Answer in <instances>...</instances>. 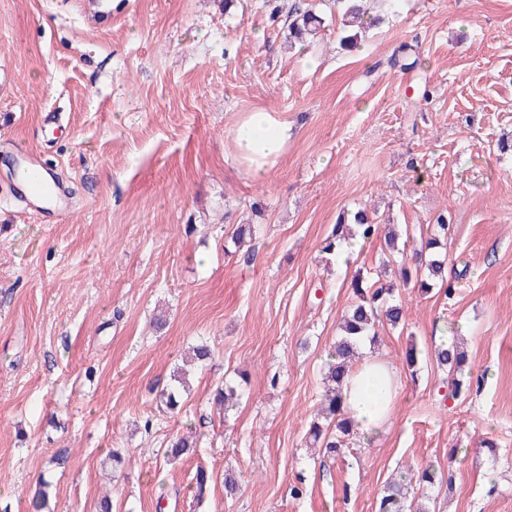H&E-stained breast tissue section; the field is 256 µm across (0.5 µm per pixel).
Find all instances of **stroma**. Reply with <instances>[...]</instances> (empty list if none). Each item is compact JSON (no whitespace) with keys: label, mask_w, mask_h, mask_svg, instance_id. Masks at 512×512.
<instances>
[{"label":"stroma","mask_w":512,"mask_h":512,"mask_svg":"<svg viewBox=\"0 0 512 512\" xmlns=\"http://www.w3.org/2000/svg\"><path fill=\"white\" fill-rule=\"evenodd\" d=\"M310 2L327 23L302 52L263 0H0V512L105 496L112 512H376L428 464L452 478L427 488L430 512H512V0H378L351 53L332 0ZM405 43L418 69L388 66ZM258 108L292 126L261 180L230 137ZM18 149L58 176L57 222L16 193ZM360 209L414 239L447 213L455 293L402 291L403 326L373 348L399 374L390 426L331 458L305 434L349 284L383 243L341 264L322 246ZM236 224L255 227L240 248ZM439 335L463 339L480 391L439 397ZM202 342L214 358L170 414L160 394ZM228 383L227 412L212 397ZM186 432L195 453L168 461Z\"/></svg>","instance_id":"1"}]
</instances>
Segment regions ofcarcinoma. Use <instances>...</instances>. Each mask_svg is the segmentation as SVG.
<instances>
[{
	"label": "carcinoma",
	"instance_id": "carcinoma-1",
	"mask_svg": "<svg viewBox=\"0 0 512 512\" xmlns=\"http://www.w3.org/2000/svg\"><path fill=\"white\" fill-rule=\"evenodd\" d=\"M343 17V26L349 29V34L341 37L340 43L347 49L356 46L358 30L364 26H374L379 23L376 18H365L363 0H334ZM325 19L316 13L313 7L304 3V0H293L288 10V41L296 39L313 41L324 28ZM355 234L363 239H373L378 236L379 225L370 221L367 213L359 210L353 214ZM344 240L343 225L338 224L325 241L322 252L336 257L342 241ZM398 237L391 235L385 239L389 252L401 254L399 276L403 284L407 285L412 276L425 274V278L417 281V287L429 291L437 283L446 281V259L440 258L436 249L442 246L439 238L429 237L406 253V248L397 244ZM350 288L355 296L354 301L346 309L339 322V334L336 342L328 352L327 370L325 380L327 389L319 407L314 413L309 427V440L322 442L325 453L336 455L347 447V440L354 435V424L343 408L342 388L351 367L360 360V348L363 343L372 345L377 343L379 336V313H384L388 325L395 328L403 320L404 305L394 299L396 288L392 284L372 281L362 275L354 277ZM435 360L440 369L451 374L448 380L450 396L458 397L471 390L472 380L462 379L458 374L462 372L466 359L464 352L460 351L456 343L448 347L440 346L435 350ZM174 385L162 392V402L172 412L179 411L182 391L188 387L186 372L178 369L172 374ZM194 441L188 436H179L170 442L168 456L178 459L194 451ZM418 485H432L443 481L432 466L418 471L417 477L400 475V478L387 484L380 499L378 512H407V500L412 489V481Z\"/></svg>",
	"mask_w": 512,
	"mask_h": 512
}]
</instances>
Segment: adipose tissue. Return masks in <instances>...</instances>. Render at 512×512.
<instances>
[{"label": "adipose tissue", "instance_id": "adipose-tissue-1", "mask_svg": "<svg viewBox=\"0 0 512 512\" xmlns=\"http://www.w3.org/2000/svg\"><path fill=\"white\" fill-rule=\"evenodd\" d=\"M291 138V127L279 113L257 109L239 115L233 143L247 172L261 179L280 162ZM398 396L396 371L368 354L355 365L343 388L348 415L363 444L375 442L386 430Z\"/></svg>", "mask_w": 512, "mask_h": 512}]
</instances>
